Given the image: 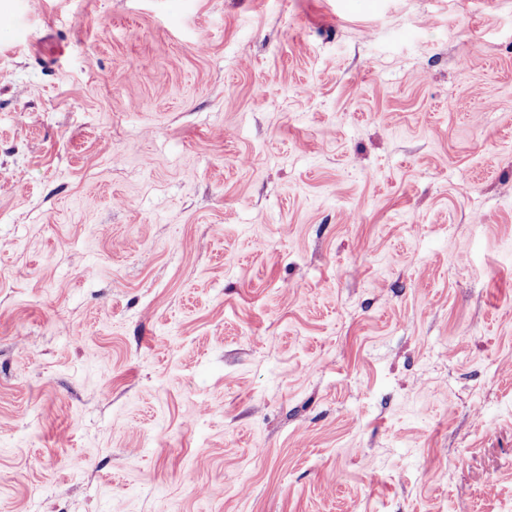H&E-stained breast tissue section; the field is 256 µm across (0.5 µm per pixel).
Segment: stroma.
I'll list each match as a JSON object with an SVG mask.
<instances>
[{"label": "stroma", "instance_id": "1", "mask_svg": "<svg viewBox=\"0 0 512 512\" xmlns=\"http://www.w3.org/2000/svg\"><path fill=\"white\" fill-rule=\"evenodd\" d=\"M0 17V512L512 502V0Z\"/></svg>", "mask_w": 512, "mask_h": 512}]
</instances>
